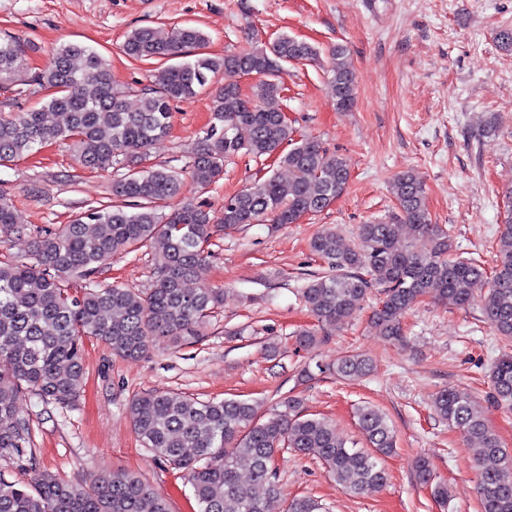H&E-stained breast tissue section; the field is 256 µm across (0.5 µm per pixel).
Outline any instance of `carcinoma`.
<instances>
[{"label":"carcinoma","mask_w":512,"mask_h":512,"mask_svg":"<svg viewBox=\"0 0 512 512\" xmlns=\"http://www.w3.org/2000/svg\"><path fill=\"white\" fill-rule=\"evenodd\" d=\"M208 35L191 25L164 35L143 26L131 30L122 45L134 59H166L155 84L139 93V107L128 108L131 89L112 86L109 60L90 46L62 43L33 81L47 91L41 108L0 113V162H11L47 145L67 141L85 167L119 166L112 196L122 205L92 207L57 230H43L34 242L32 262L0 260V459L24 470L34 458L29 417L17 401L36 396L68 404L84 385V340L93 338L127 359L145 356L155 336L175 344L199 335L212 310L223 300L219 288L191 290L188 282L209 257L205 246L214 224L232 230L248 224H294L301 216L329 207L346 189L349 169L314 139L293 141L281 101L282 64L312 60L315 46L287 34L268 45L234 54L205 52ZM224 70L263 77L252 94L236 84L209 95L213 122L198 142L182 173L146 165L149 147L171 128L173 103L207 90L210 75ZM28 63L20 37L0 35V84L26 81ZM333 102L347 112L356 102V78L346 49L338 46L330 62ZM57 117L49 123L45 112ZM247 131V138L239 135ZM290 149L283 150L284 146ZM272 156L288 170V180L272 175L224 200L215 216L189 199L204 194L224 174V162L239 154ZM401 217L421 249L398 242L394 225L359 226L360 247L346 249L336 230L325 228L311 241L324 259L327 275L303 289L306 306L317 321L340 327L366 298L381 289L383 300L370 324L392 342L404 336L402 318L430 296L455 307L476 305L494 335L512 343V218L497 241L490 287L474 261L451 254L448 230L432 223L426 189L406 172L392 183ZM170 208L169 214L162 209ZM10 200L0 194V234L20 233ZM159 245L158 279L147 294L116 286L100 287L93 277L113 255ZM88 285L70 293V281ZM372 361L352 352L334 364L318 366L338 378L367 376ZM490 382L494 402L512 410V352L495 361ZM284 410L259 414L253 403L225 398L207 401L161 392L133 397L129 414L144 448L182 474L198 512H268V496L279 495L275 462L283 449L321 461L345 493L381 490L388 483L384 458L396 451V436L385 416L370 405L357 408L359 427L369 448L340 438L326 418L303 410L295 395L280 400ZM436 413L467 439L479 441L476 464L481 512H512V449L502 447L473 401L452 387L440 390ZM266 489L261 496L243 488L241 471ZM417 480L432 486L434 497L448 502V486L434 481L430 460L414 461ZM317 502L294 497L285 512H319ZM0 512H168L166 498L136 474L114 471L83 488L48 472L9 479L0 472Z\"/></svg>","instance_id":"carcinoma-1"}]
</instances>
